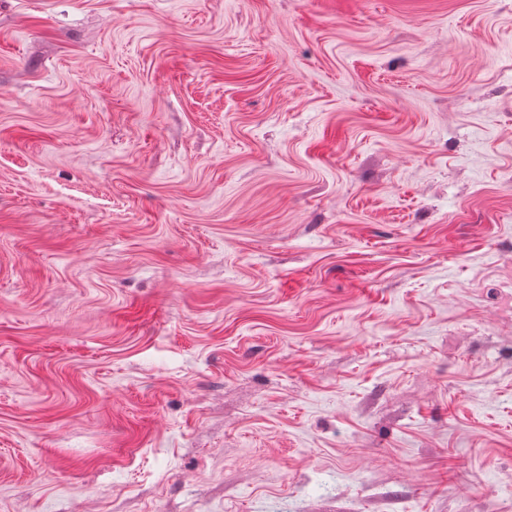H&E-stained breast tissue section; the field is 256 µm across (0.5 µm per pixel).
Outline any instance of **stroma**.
I'll return each instance as SVG.
<instances>
[{
  "instance_id": "stroma-1",
  "label": "stroma",
  "mask_w": 512,
  "mask_h": 512,
  "mask_svg": "<svg viewBox=\"0 0 512 512\" xmlns=\"http://www.w3.org/2000/svg\"><path fill=\"white\" fill-rule=\"evenodd\" d=\"M0 512H512V0H0Z\"/></svg>"
}]
</instances>
